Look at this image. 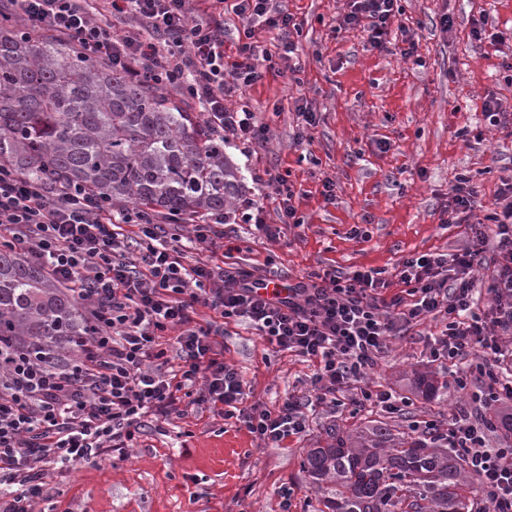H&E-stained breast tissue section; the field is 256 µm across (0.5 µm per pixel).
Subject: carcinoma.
Masks as SVG:
<instances>
[{"mask_svg":"<svg viewBox=\"0 0 512 512\" xmlns=\"http://www.w3.org/2000/svg\"><path fill=\"white\" fill-rule=\"evenodd\" d=\"M0 163L57 187L79 183L122 208L180 220L226 214L245 189L224 142L177 92L83 55L64 38L24 35L0 12ZM77 301L0 240V365L49 361L98 334ZM302 461L330 485L319 512H471L477 485L454 448L396 436L376 421L328 433Z\"/></svg>","mask_w":512,"mask_h":512,"instance_id":"1","label":"carcinoma"}]
</instances>
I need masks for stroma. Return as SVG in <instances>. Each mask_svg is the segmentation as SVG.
I'll return each mask as SVG.
<instances>
[{
  "label": "stroma",
  "instance_id": "obj_1",
  "mask_svg": "<svg viewBox=\"0 0 512 512\" xmlns=\"http://www.w3.org/2000/svg\"><path fill=\"white\" fill-rule=\"evenodd\" d=\"M405 39L373 49L360 28L337 29L346 0H288L301 25L290 59L271 32L257 38L274 67L247 96L259 121L270 126L267 145L244 150L225 140L239 165L245 197L266 211L275 203L255 174L286 170L301 196L300 227L280 239L252 235L249 225L224 226V247L248 268L273 263L284 283L306 280L329 267L349 272H393L414 253L452 254L468 241L460 224L442 223L448 192L457 176L471 179L492 204L512 177V137L486 124L484 101L512 111V0H401ZM449 14L453 25L442 30ZM486 19V36H472L474 20ZM505 34L497 41L495 33ZM412 56H404L407 45ZM317 112L304 143H296L298 106ZM468 129L459 137V129ZM336 197L321 194L324 179ZM359 237H351L352 227ZM433 323L391 340L368 382L408 397L400 415L320 406L309 415L306 436L282 448L260 447L235 421L203 412L173 419L162 429L137 434L126 454L98 465L77 464L65 476L50 475L48 497L36 512H317L319 494L302 468L307 449L325 444L329 430L354 434L380 420L405 432L415 420H444L467 395L448 372L421 355ZM224 359L252 386L251 399L275 407L288 394L306 390L312 366L274 352L243 325H228Z\"/></svg>",
  "mask_w": 512,
  "mask_h": 512
}]
</instances>
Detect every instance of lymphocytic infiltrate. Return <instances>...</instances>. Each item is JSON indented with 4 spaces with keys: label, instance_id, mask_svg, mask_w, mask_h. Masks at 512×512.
I'll use <instances>...</instances> for the list:
<instances>
[{
    "label": "lymphocytic infiltrate",
    "instance_id": "f902f5d3",
    "mask_svg": "<svg viewBox=\"0 0 512 512\" xmlns=\"http://www.w3.org/2000/svg\"><path fill=\"white\" fill-rule=\"evenodd\" d=\"M18 26L75 41L105 60L197 103L216 135L263 145L269 127L231 104L264 76L271 55L257 29L274 32L284 53L295 50L297 24L284 0H9ZM399 0H347L339 27H359L384 49L400 15ZM241 26L236 57L224 58V12ZM276 223L245 202L243 223L266 239L304 222L288 174L267 171ZM483 202L477 186L457 177L447 221L466 225L456 253L404 257L392 276L382 270L311 273L284 295L263 293L279 275L272 267L225 262L224 230L205 220L160 223L135 208L113 209L106 197L78 185L60 190L0 164V235L25 257L46 263L101 332L82 343L70 365L31 371L0 368V512H34L53 472L93 464L130 448L147 422L209 411L236 419L266 448H280L309 430L307 411L350 397L360 410L396 414L406 398L364 381L387 347L416 325L436 322L424 339L428 362L456 366L454 383L481 382L480 412L459 408L447 423L419 431L461 450L480 489L477 512H512V445L492 447L496 428L512 430V178L504 180L485 222L471 223ZM134 229L125 235L124 226ZM203 246L205 256L192 255ZM493 249L486 306L474 302L476 274ZM397 293H390L392 285ZM209 318H199L198 307ZM229 323L252 328L262 342L314 365L310 387L277 408L249 403L248 383L224 360L219 339Z\"/></svg>",
    "mask_w": 512,
    "mask_h": 512
}]
</instances>
